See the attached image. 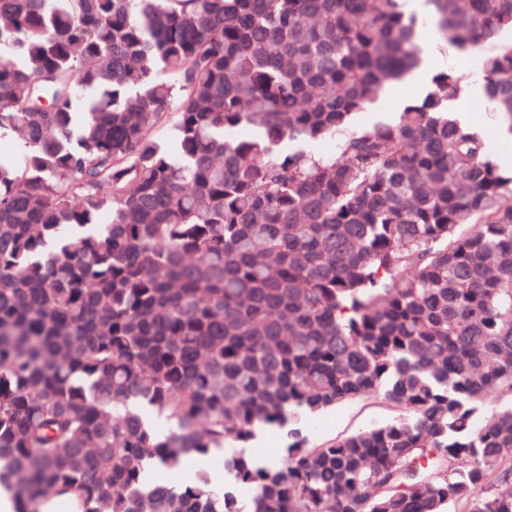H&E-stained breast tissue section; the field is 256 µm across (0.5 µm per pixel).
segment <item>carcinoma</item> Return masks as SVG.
Returning a JSON list of instances; mask_svg holds the SVG:
<instances>
[{
  "instance_id": "obj_1",
  "label": "carcinoma",
  "mask_w": 512,
  "mask_h": 512,
  "mask_svg": "<svg viewBox=\"0 0 512 512\" xmlns=\"http://www.w3.org/2000/svg\"><path fill=\"white\" fill-rule=\"evenodd\" d=\"M427 2L512 130V0ZM417 28L398 0H0L15 512H244L204 471L141 483L213 448L250 512H512V160L452 119L454 66L353 126ZM368 398L396 414L303 433ZM260 428L288 429L265 466Z\"/></svg>"
}]
</instances>
